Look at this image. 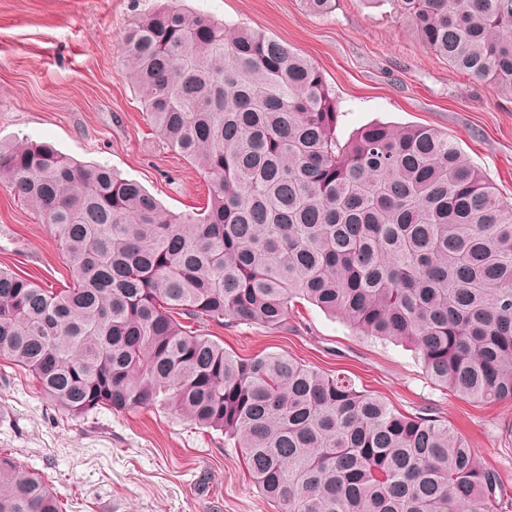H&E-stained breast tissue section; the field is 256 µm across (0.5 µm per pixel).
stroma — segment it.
Here are the masks:
<instances>
[{
  "label": "stroma",
  "instance_id": "obj_1",
  "mask_svg": "<svg viewBox=\"0 0 512 512\" xmlns=\"http://www.w3.org/2000/svg\"><path fill=\"white\" fill-rule=\"evenodd\" d=\"M162 0H0V142H46L139 182L170 212L206 206L210 186L155 134L117 56L127 25ZM186 11L288 42L323 73L336 101V137L363 126L424 125L447 133L512 205V93L480 83L425 49L390 0H176ZM0 266L45 288L71 286L49 225L0 185ZM284 333L230 319L193 324L226 351L283 354L401 411L434 409L456 428L512 512V401L478 404L435 387L402 344L355 335L297 302ZM0 452L44 477L63 512H279L251 482L222 433L168 409L101 408L74 417L51 404L31 372L0 359Z\"/></svg>",
  "mask_w": 512,
  "mask_h": 512
}]
</instances>
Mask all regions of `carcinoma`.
<instances>
[{
	"instance_id": "1",
	"label": "carcinoma",
	"mask_w": 512,
	"mask_h": 512,
	"mask_svg": "<svg viewBox=\"0 0 512 512\" xmlns=\"http://www.w3.org/2000/svg\"><path fill=\"white\" fill-rule=\"evenodd\" d=\"M419 41L512 92V0H396ZM147 118L211 185L172 214L136 181L48 144H0L5 183L51 226L73 286L0 268V359L72 416L167 405L237 441L280 512H497L498 475L454 428L279 355L187 330H288L304 299L403 342L427 377L512 401V207L458 143L371 124L342 144L322 72L288 43L164 5L119 47ZM0 455V512H60Z\"/></svg>"
}]
</instances>
